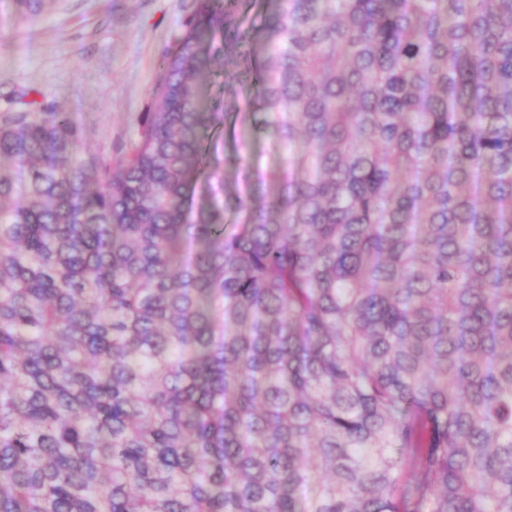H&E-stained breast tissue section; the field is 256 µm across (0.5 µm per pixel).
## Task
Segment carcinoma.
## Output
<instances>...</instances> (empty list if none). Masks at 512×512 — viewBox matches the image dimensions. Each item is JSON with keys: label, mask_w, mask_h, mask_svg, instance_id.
Returning <instances> with one entry per match:
<instances>
[{"label": "carcinoma", "mask_w": 512, "mask_h": 512, "mask_svg": "<svg viewBox=\"0 0 512 512\" xmlns=\"http://www.w3.org/2000/svg\"><path fill=\"white\" fill-rule=\"evenodd\" d=\"M224 28L116 166L0 116V512H512V0H278L219 201ZM258 1L237 6V16L247 29H253L248 61L232 41L233 30L226 34L218 32L213 38V76L205 91V101L223 104L224 122L216 126L206 143L209 170L217 177L199 184L197 197L204 191L218 196L234 194L247 167L269 172L279 164L278 155L266 135L249 129L252 113L259 108L258 87L253 76L262 56L261 41L254 36L262 32L274 8L272 0Z\"/></svg>", "instance_id": "cac0c4a2"}]
</instances>
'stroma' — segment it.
<instances>
[{
  "mask_svg": "<svg viewBox=\"0 0 512 512\" xmlns=\"http://www.w3.org/2000/svg\"><path fill=\"white\" fill-rule=\"evenodd\" d=\"M194 0H53L33 18L0 20V114L18 112L25 93L66 112L83 129L87 146L120 163L138 139L150 111L162 55L180 38ZM272 0H245L237 15L253 29L250 57L232 34L216 33L213 76L206 100L223 106L224 122L207 143L214 177L209 194L236 193L246 168L270 171L279 159L265 134L250 131L259 108L254 71L261 59L259 35Z\"/></svg>",
  "mask_w": 512,
  "mask_h": 512,
  "instance_id": "stroma-1",
  "label": "stroma"
}]
</instances>
